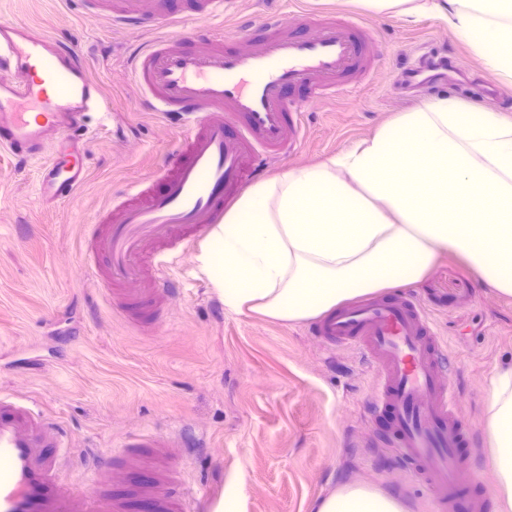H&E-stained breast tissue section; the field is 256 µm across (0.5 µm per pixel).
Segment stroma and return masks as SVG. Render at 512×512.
I'll return each instance as SVG.
<instances>
[{"label":"stroma","mask_w":512,"mask_h":512,"mask_svg":"<svg viewBox=\"0 0 512 512\" xmlns=\"http://www.w3.org/2000/svg\"><path fill=\"white\" fill-rule=\"evenodd\" d=\"M304 8L358 14L374 33L377 62L369 77L306 108L300 147L267 177L311 168L424 100L455 97L497 111L512 101V88L498 85L447 23L428 14L409 19L359 0H235L231 15L190 17L187 31L234 38V17L259 13L293 29ZM0 16L73 44L112 104L109 119L88 118L87 180L70 202L45 208L42 161L20 167L0 152V390L69 430L60 478L112 491L114 482L83 467L87 453L107 458L136 435L177 432L183 446L168 466L187 488L191 512H313L352 482L397 494L407 512H431L427 487L379 438L368 407L375 375L359 349L310 335L308 319L225 311L201 270L204 243L167 251L180 290L162 302L158 321L136 324L113 309L97 264L95 240L106 230L99 217L110 194L166 165L186 133L137 106L128 58L171 28L147 34L92 20L81 0H0ZM384 294L416 300L445 343L446 376L470 425L475 490L493 495L485 400L497 367L512 363V297L482 287L448 254L420 283Z\"/></svg>","instance_id":"stroma-1"}]
</instances>
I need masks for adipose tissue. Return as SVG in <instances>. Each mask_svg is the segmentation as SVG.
<instances>
[{"mask_svg":"<svg viewBox=\"0 0 512 512\" xmlns=\"http://www.w3.org/2000/svg\"><path fill=\"white\" fill-rule=\"evenodd\" d=\"M430 13L512 84V0H363ZM512 297V119L457 98L423 101L308 170L255 184L225 214L201 261L227 311L315 318L347 299L422 281L442 253ZM486 437L499 512H512V365L493 379ZM315 512H406L359 483Z\"/></svg>","mask_w":512,"mask_h":512,"instance_id":"obj_1","label":"adipose tissue"}]
</instances>
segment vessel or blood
I'll return each instance as SVG.
<instances>
[{"label": "vessel or blood", "mask_w": 512, "mask_h": 512, "mask_svg": "<svg viewBox=\"0 0 512 512\" xmlns=\"http://www.w3.org/2000/svg\"><path fill=\"white\" fill-rule=\"evenodd\" d=\"M170 0H83L86 15L151 31L184 24ZM297 35L277 22L245 21L238 40L204 33L159 37L129 66L140 103L190 127L152 184L113 207L97 244L112 298L134 321L157 317L176 285L152 248L190 249L222 223L246 184L294 149L299 116L344 78L375 63L371 30L351 15L304 13ZM105 95L78 52L23 21L0 19V150L16 161L44 159L41 195L72 199L86 180L81 135ZM328 342L357 347L377 371L371 397L387 419L386 440L431 492L433 512H483L467 489L469 427L444 375L440 340L414 300L373 298L339 308L316 327ZM66 431L43 413L0 394V512H125L121 497L79 492L58 479ZM152 512H184L181 485L145 487Z\"/></svg>", "instance_id": "vessel-or-blood-1"}]
</instances>
